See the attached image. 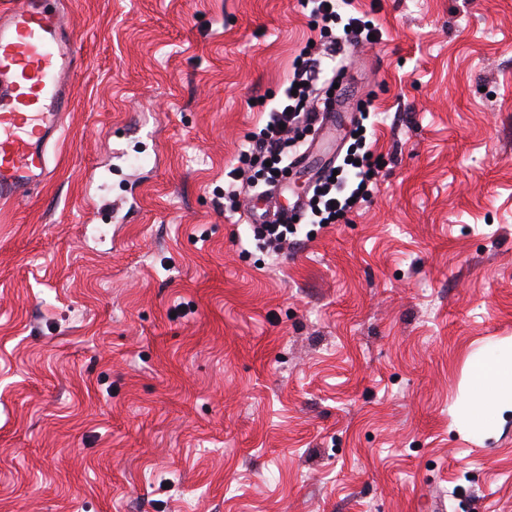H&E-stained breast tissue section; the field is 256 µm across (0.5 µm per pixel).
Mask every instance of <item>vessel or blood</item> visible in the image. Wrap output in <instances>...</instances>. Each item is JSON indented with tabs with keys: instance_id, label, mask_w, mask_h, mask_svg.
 <instances>
[{
	"instance_id": "b4317fda",
	"label": "vessel or blood",
	"mask_w": 512,
	"mask_h": 512,
	"mask_svg": "<svg viewBox=\"0 0 512 512\" xmlns=\"http://www.w3.org/2000/svg\"><path fill=\"white\" fill-rule=\"evenodd\" d=\"M51 0H0V202L26 200L51 175L48 147L75 86L78 52Z\"/></svg>"
}]
</instances>
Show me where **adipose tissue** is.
Segmentation results:
<instances>
[{
	"mask_svg": "<svg viewBox=\"0 0 512 512\" xmlns=\"http://www.w3.org/2000/svg\"><path fill=\"white\" fill-rule=\"evenodd\" d=\"M469 383L470 410L488 416L512 409V345L498 355L473 358L469 365Z\"/></svg>",
	"mask_w": 512,
	"mask_h": 512,
	"instance_id": "adipose-tissue-1",
	"label": "adipose tissue"
}]
</instances>
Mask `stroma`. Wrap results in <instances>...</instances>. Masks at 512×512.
<instances>
[{
  "instance_id": "1",
  "label": "stroma",
  "mask_w": 512,
  "mask_h": 512,
  "mask_svg": "<svg viewBox=\"0 0 512 512\" xmlns=\"http://www.w3.org/2000/svg\"><path fill=\"white\" fill-rule=\"evenodd\" d=\"M64 7L54 172L0 204V512H512V411L466 406L512 341V0L341 8L382 38L281 203L360 121L376 182L277 256L224 186L300 0Z\"/></svg>"
}]
</instances>
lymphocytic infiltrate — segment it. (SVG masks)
I'll use <instances>...</instances> for the list:
<instances>
[{
  "label": "lymphocytic infiltrate",
  "instance_id": "lymphocytic-infiltrate-1",
  "mask_svg": "<svg viewBox=\"0 0 512 512\" xmlns=\"http://www.w3.org/2000/svg\"><path fill=\"white\" fill-rule=\"evenodd\" d=\"M295 89H284L282 98L271 107L266 123L250 132L243 145L237 168L231 177H244L242 190H229L226 199L230 211L240 207V195L270 194L281 178L287 177L304 144L303 136L315 127L330 105L329 99L320 98L319 84L334 85L335 79L325 76L320 61L300 52L294 60ZM376 165L366 148L365 135H358L335 173L325 174L313 187L311 199L301 214L310 224H333L354 209L356 202L364 200L374 182Z\"/></svg>",
  "mask_w": 512,
  "mask_h": 512
}]
</instances>
